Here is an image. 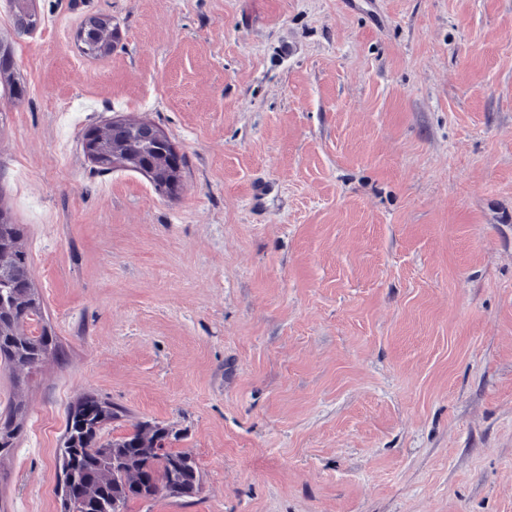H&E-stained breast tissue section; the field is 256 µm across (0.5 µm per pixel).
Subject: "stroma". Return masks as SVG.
Masks as SVG:
<instances>
[{"label":"stroma","instance_id":"35a3bbf8","mask_svg":"<svg viewBox=\"0 0 512 512\" xmlns=\"http://www.w3.org/2000/svg\"><path fill=\"white\" fill-rule=\"evenodd\" d=\"M33 8L45 39L0 22V205L59 351L0 367L28 407L0 512H61L86 394L201 472L127 512H512V0ZM118 116L184 156L176 195L88 159ZM110 21L99 17L85 19L77 31V41L81 50L92 56L107 55L112 49V40L103 34L110 28Z\"/></svg>","mask_w":512,"mask_h":512}]
</instances>
